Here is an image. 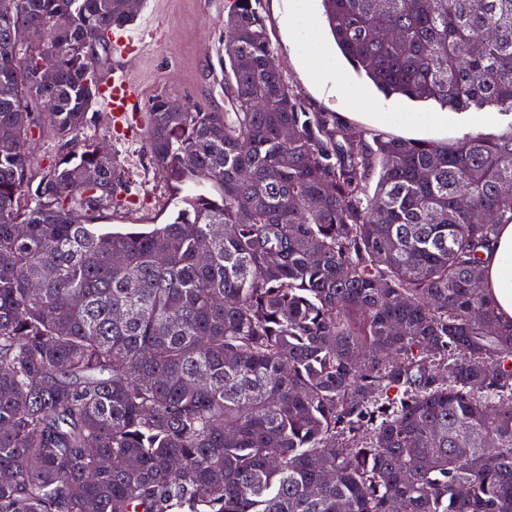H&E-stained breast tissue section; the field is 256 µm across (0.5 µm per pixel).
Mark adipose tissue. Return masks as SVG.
Returning a JSON list of instances; mask_svg holds the SVG:
<instances>
[{
  "instance_id": "adipose-tissue-1",
  "label": "adipose tissue",
  "mask_w": 512,
  "mask_h": 512,
  "mask_svg": "<svg viewBox=\"0 0 512 512\" xmlns=\"http://www.w3.org/2000/svg\"><path fill=\"white\" fill-rule=\"evenodd\" d=\"M289 23L296 33L304 63L315 79L328 86L340 100L355 99L357 106L372 107L374 126L424 130L452 127L460 136L483 132L494 118L485 112H398L392 107L372 105L369 98L352 97L342 81L335 61L328 54L318 33L317 22L305 0H297ZM482 288L493 299L498 316L512 320V223L498 225L483 252Z\"/></svg>"
}]
</instances>
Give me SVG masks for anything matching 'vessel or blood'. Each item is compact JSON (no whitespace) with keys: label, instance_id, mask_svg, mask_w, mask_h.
Wrapping results in <instances>:
<instances>
[{"label":"vessel or blood","instance_id":"b4317fda","mask_svg":"<svg viewBox=\"0 0 512 512\" xmlns=\"http://www.w3.org/2000/svg\"><path fill=\"white\" fill-rule=\"evenodd\" d=\"M133 30L116 34L112 40V54L119 61L118 66L100 78V105L112 121L114 130L121 131L128 126L130 118L139 106L144 89L134 81L122 62L137 53Z\"/></svg>","mask_w":512,"mask_h":512}]
</instances>
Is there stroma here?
Segmentation results:
<instances>
[{
  "instance_id": "obj_1",
  "label": "stroma",
  "mask_w": 512,
  "mask_h": 512,
  "mask_svg": "<svg viewBox=\"0 0 512 512\" xmlns=\"http://www.w3.org/2000/svg\"><path fill=\"white\" fill-rule=\"evenodd\" d=\"M294 0H263L262 12L270 29L280 65L306 111L329 112L336 124L371 129L372 122L364 108L349 103L327 107V96L307 73L294 33L287 25L288 10ZM229 0H147L136 26L145 39L128 66L142 84L146 98L158 94L200 106L214 112L225 109L224 70L220 57L224 49V18ZM112 152L117 171L129 191L141 201L133 208L120 207L101 214L104 224L163 223L162 211L168 189L150 167L146 153L145 129L132 125L123 135H116L100 108H92L82 131Z\"/></svg>"
}]
</instances>
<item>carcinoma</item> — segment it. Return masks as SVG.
<instances>
[{"mask_svg":"<svg viewBox=\"0 0 512 512\" xmlns=\"http://www.w3.org/2000/svg\"><path fill=\"white\" fill-rule=\"evenodd\" d=\"M321 2L385 96L512 112V0ZM260 6L225 19L224 111L152 99L170 218L116 231L112 156L67 138L137 10L0 0V512H512V323L479 287L512 135L305 111ZM37 138L70 150L36 183Z\"/></svg>","mask_w":512,"mask_h":512,"instance_id":"obj_1","label":"carcinoma"}]
</instances>
